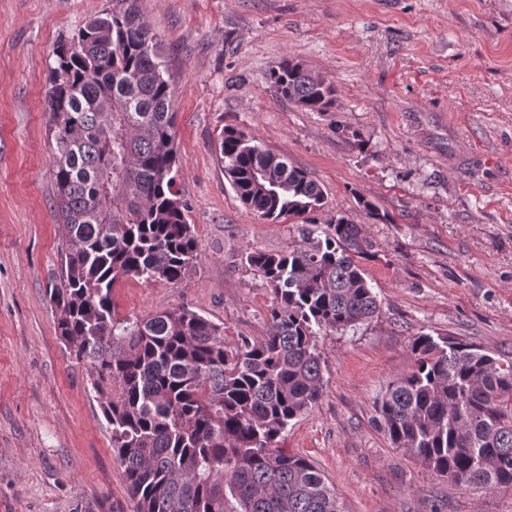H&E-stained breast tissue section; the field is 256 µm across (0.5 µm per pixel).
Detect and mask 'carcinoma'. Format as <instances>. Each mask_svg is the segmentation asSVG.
<instances>
[{
  "label": "carcinoma",
  "instance_id": "obj_1",
  "mask_svg": "<svg viewBox=\"0 0 512 512\" xmlns=\"http://www.w3.org/2000/svg\"><path fill=\"white\" fill-rule=\"evenodd\" d=\"M121 2L59 43L48 66L56 334L90 370L136 512H346L319 469L281 442L322 398L320 332L343 335L380 313L360 265L372 243L344 214L316 226L320 185L226 127L219 160L240 202L270 223L307 224L288 249L245 256L272 295L266 335L227 349L224 328L186 305L117 318L118 278L175 285L199 259L177 188L162 40L140 0ZM269 79L304 110L336 107V86L298 62L281 61ZM336 134L369 151L340 121ZM411 355L375 401L391 444L454 484L512 487V361L446 335L416 337Z\"/></svg>",
  "mask_w": 512,
  "mask_h": 512
}]
</instances>
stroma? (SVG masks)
I'll return each mask as SVG.
<instances>
[{
    "label": "stroma",
    "instance_id": "1",
    "mask_svg": "<svg viewBox=\"0 0 512 512\" xmlns=\"http://www.w3.org/2000/svg\"><path fill=\"white\" fill-rule=\"evenodd\" d=\"M118 0H0V512H135L111 428L54 324L47 68L57 43ZM175 91L178 187L199 263L181 284L133 277L117 318L187 305L225 346L266 331L272 296L246 253L278 252L300 223L246 209L217 161L224 127L253 133L322 187L318 224L346 214L373 243L362 266L381 315L319 336L323 396L282 442L310 459L347 512H512V487L458 486L375 422L423 333L512 359V0H141ZM285 59L332 81L337 108L276 96ZM345 122L369 139L338 137ZM388 222H369L357 197Z\"/></svg>",
    "mask_w": 512,
    "mask_h": 512
}]
</instances>
